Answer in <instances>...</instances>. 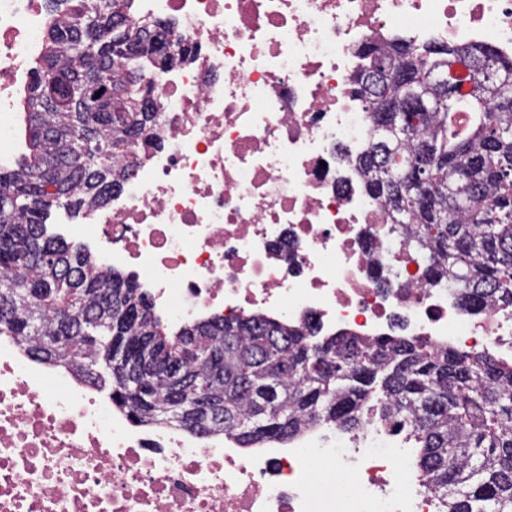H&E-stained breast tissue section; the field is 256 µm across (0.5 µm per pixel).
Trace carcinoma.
Returning <instances> with one entry per match:
<instances>
[{"label": "carcinoma", "instance_id": "cac0c4a2", "mask_svg": "<svg viewBox=\"0 0 512 512\" xmlns=\"http://www.w3.org/2000/svg\"><path fill=\"white\" fill-rule=\"evenodd\" d=\"M135 0H108L105 17L85 21L92 0H78L48 28L47 52L26 98L25 144L18 168L0 171V292L11 318L5 333L49 365L75 362L93 383L112 387V403L138 422H168L163 408L187 397L216 404L208 428L243 448L290 439L318 421L345 431L367 414L399 429L419 448V467L439 512H512V362L436 348L422 338L370 342L339 332L321 338L261 315L204 321L170 334L134 280L107 268L48 231L52 208L77 214L107 203L121 187L114 160L138 156L156 113L144 75L170 65L173 27L134 25ZM361 70L395 62L426 82L403 112H383L402 94L386 84L363 96L372 135L358 159L368 190L392 223L412 226L422 259L466 303L512 313V63L491 49L416 45L365 46ZM498 68L488 85L473 70ZM471 89L462 92L464 84ZM122 295L110 312L100 289ZM74 309L66 326L62 307ZM45 336H69L50 349ZM158 363L193 377L189 391L144 382L151 402L109 379L119 351L145 346Z\"/></svg>", "mask_w": 512, "mask_h": 512}]
</instances>
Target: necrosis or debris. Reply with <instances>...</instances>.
<instances>
[{
  "mask_svg": "<svg viewBox=\"0 0 512 512\" xmlns=\"http://www.w3.org/2000/svg\"><path fill=\"white\" fill-rule=\"evenodd\" d=\"M174 26L150 74L164 104L133 177L48 226L131 275L168 325L261 313L374 341L512 360V316L465 308L363 184L371 137L357 52L410 39L512 61V0H137ZM48 0H0V169L16 96L45 50ZM0 512H438L397 435L317 426L285 450L142 424L75 367L0 336Z\"/></svg>",
  "mask_w": 512,
  "mask_h": 512,
  "instance_id": "1",
  "label": "necrosis or debris"
}]
</instances>
